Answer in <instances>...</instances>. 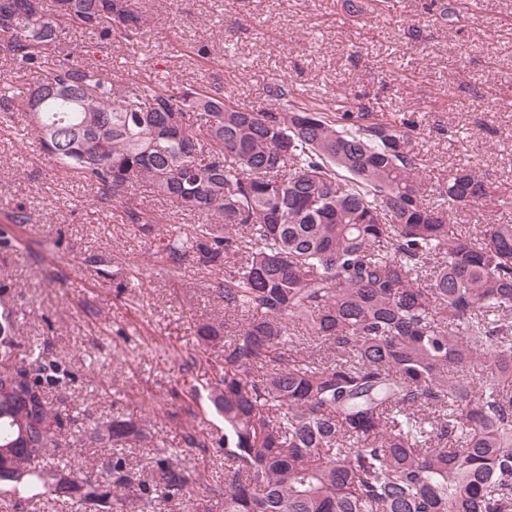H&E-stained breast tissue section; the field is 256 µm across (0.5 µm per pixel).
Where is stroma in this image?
I'll return each instance as SVG.
<instances>
[{
    "instance_id": "stroma-1",
    "label": "stroma",
    "mask_w": 512,
    "mask_h": 512,
    "mask_svg": "<svg viewBox=\"0 0 512 512\" xmlns=\"http://www.w3.org/2000/svg\"><path fill=\"white\" fill-rule=\"evenodd\" d=\"M425 0H138L142 37L106 44L113 70L151 82L222 87L261 109L271 86L335 106L362 103L417 125L419 177L433 190L457 168L512 185V0H469L436 22ZM90 186L42 154L24 113L0 130V286L24 312L14 336L44 346L67 374L53 407L76 423L57 449L83 476L111 447L89 421L121 418L144 441L126 448L148 472L157 449L181 445L189 387L206 396L210 362L198 328L225 320L217 272L186 262L161 268L156 242L126 223L121 204L95 211ZM25 209L30 224L10 223Z\"/></svg>"
}]
</instances>
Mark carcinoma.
<instances>
[{
	"instance_id": "cac0c4a2",
	"label": "carcinoma",
	"mask_w": 512,
	"mask_h": 512,
	"mask_svg": "<svg viewBox=\"0 0 512 512\" xmlns=\"http://www.w3.org/2000/svg\"><path fill=\"white\" fill-rule=\"evenodd\" d=\"M142 30L133 0H0V51L26 77L0 88V126L24 112L40 151L98 207L121 199L168 272L224 271L219 298L242 319L198 329L224 340L206 405L224 434L186 423L184 448L157 451L146 478L119 450L99 475L41 463L63 433L48 395L60 368L1 314L0 512H512V224L455 223L511 206L512 189L457 169L431 203L413 121L328 112L283 84L248 109L97 58ZM73 31L87 40L70 50ZM136 183L201 218L196 235H161L166 217L127 196ZM91 435L142 438L119 419ZM214 446L222 480L205 465Z\"/></svg>"
}]
</instances>
